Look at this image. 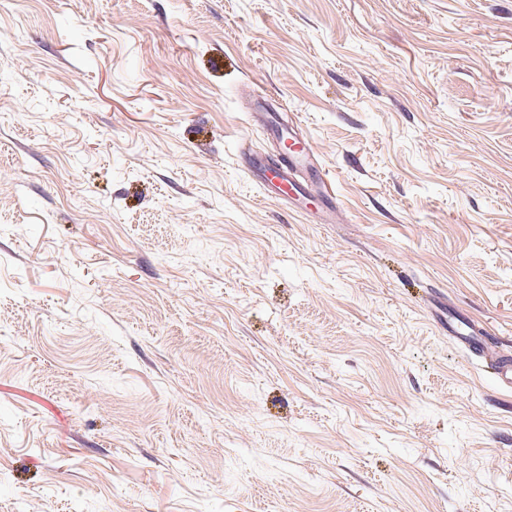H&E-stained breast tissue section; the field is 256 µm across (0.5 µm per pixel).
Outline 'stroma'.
I'll use <instances>...</instances> for the list:
<instances>
[{
    "mask_svg": "<svg viewBox=\"0 0 512 512\" xmlns=\"http://www.w3.org/2000/svg\"><path fill=\"white\" fill-rule=\"evenodd\" d=\"M452 308L512 341V0H0V512H512ZM266 125L273 138H277L281 151L275 158L255 157L245 154L242 157L245 168L251 173L261 193L268 199L288 202L308 199L311 189L308 181H300L297 174L301 170H312L315 157L313 148L302 134L288 128L284 129L276 112L264 114ZM288 150L283 149V145Z\"/></svg>",
    "mask_w": 512,
    "mask_h": 512,
    "instance_id": "1",
    "label": "stroma"
}]
</instances>
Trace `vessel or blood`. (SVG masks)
I'll return each instance as SVG.
<instances>
[{
  "label": "vessel or blood",
  "instance_id": "b4317fda",
  "mask_svg": "<svg viewBox=\"0 0 512 512\" xmlns=\"http://www.w3.org/2000/svg\"><path fill=\"white\" fill-rule=\"evenodd\" d=\"M264 118L282 149L272 159L244 155L245 168L267 198L283 202L308 199L310 186L308 182L298 180L297 175L311 167L314 151L309 141L294 130L284 129L277 113H265ZM448 328L465 336L474 353L482 358L484 371L493 375L501 387L512 390L511 353L498 349L488 337L480 335L478 327L463 313L449 312Z\"/></svg>",
  "mask_w": 512,
  "mask_h": 512
}]
</instances>
